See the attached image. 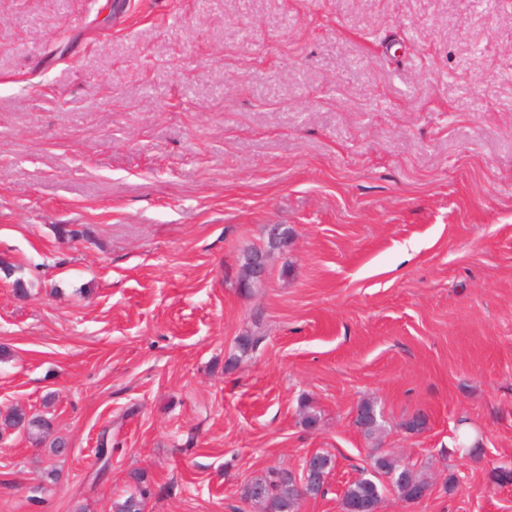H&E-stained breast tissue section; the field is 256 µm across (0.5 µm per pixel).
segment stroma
Wrapping results in <instances>:
<instances>
[{"mask_svg": "<svg viewBox=\"0 0 512 512\" xmlns=\"http://www.w3.org/2000/svg\"><path fill=\"white\" fill-rule=\"evenodd\" d=\"M113 2L0 0V411L68 445L1 439L0 512H256L313 452L298 512L382 455L430 493L377 512H512V0ZM1 431L15 428H24L29 434L44 435L50 430L49 421L29 414L21 410H13L0 418ZM319 485L295 489L288 472H273L268 478H260L248 484L245 490L247 499L254 502L262 512H293L301 495L317 496L323 493Z\"/></svg>", "mask_w": 512, "mask_h": 512, "instance_id": "1", "label": "stroma"}]
</instances>
